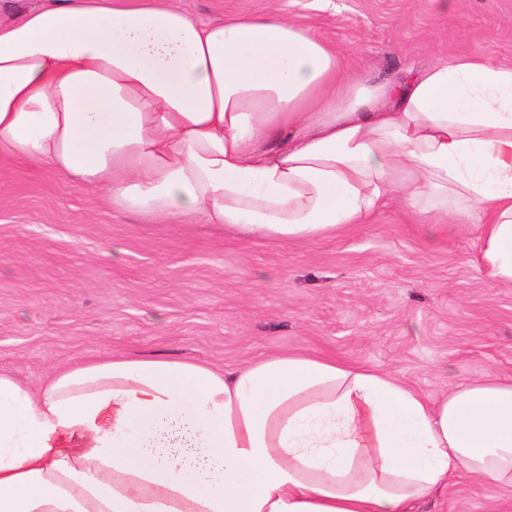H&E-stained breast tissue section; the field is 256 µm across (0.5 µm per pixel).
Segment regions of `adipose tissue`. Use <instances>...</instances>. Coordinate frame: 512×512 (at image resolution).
<instances>
[{"label":"adipose tissue","mask_w":512,"mask_h":512,"mask_svg":"<svg viewBox=\"0 0 512 512\" xmlns=\"http://www.w3.org/2000/svg\"><path fill=\"white\" fill-rule=\"evenodd\" d=\"M112 208L312 242L394 195L472 224L512 284V63L350 69L270 9L203 23L173 0H55L0 20V152ZM466 475L512 490V376L432 398L280 353L236 370L129 357L0 372V512H425Z\"/></svg>","instance_id":"1"}]
</instances>
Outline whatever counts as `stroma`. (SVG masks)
I'll list each match as a JSON object with an SVG mask.
<instances>
[{"label":"stroma","instance_id":"1","mask_svg":"<svg viewBox=\"0 0 512 512\" xmlns=\"http://www.w3.org/2000/svg\"><path fill=\"white\" fill-rule=\"evenodd\" d=\"M201 22L278 8L376 79L435 57L512 62V0H176ZM477 229L436 232L393 200L312 243L219 224L152 223L47 166L0 155V370L29 386L114 353L232 369L272 353L387 371L437 396L512 373V285L480 269ZM447 371H440V364ZM432 512H512V492L453 481Z\"/></svg>","mask_w":512,"mask_h":512}]
</instances>
